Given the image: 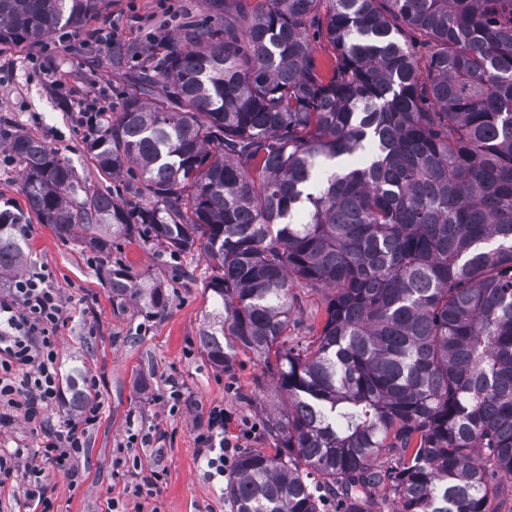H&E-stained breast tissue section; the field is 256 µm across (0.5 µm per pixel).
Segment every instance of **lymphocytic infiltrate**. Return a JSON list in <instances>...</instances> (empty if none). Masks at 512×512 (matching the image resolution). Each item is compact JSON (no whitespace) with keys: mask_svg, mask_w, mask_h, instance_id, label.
<instances>
[{"mask_svg":"<svg viewBox=\"0 0 512 512\" xmlns=\"http://www.w3.org/2000/svg\"><path fill=\"white\" fill-rule=\"evenodd\" d=\"M49 273L34 270L16 277L7 297H0V424L21 418L35 424L57 401L59 372L54 333L63 320L59 293L49 284ZM97 406H90L78 421L35 451L0 450V492L22 494L28 512H51L42 474L52 467L74 475V462L84 446L83 436L97 422ZM200 456L216 471L233 466L231 434L224 412L211 413L207 433L200 436ZM25 483H18V476Z\"/></svg>","mask_w":512,"mask_h":512,"instance_id":"obj_1","label":"lymphocytic infiltrate"}]
</instances>
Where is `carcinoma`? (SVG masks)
Returning a JSON list of instances; mask_svg holds the SVG:
<instances>
[{
	"instance_id": "cac0c4a2",
	"label": "carcinoma",
	"mask_w": 512,
	"mask_h": 512,
	"mask_svg": "<svg viewBox=\"0 0 512 512\" xmlns=\"http://www.w3.org/2000/svg\"><path fill=\"white\" fill-rule=\"evenodd\" d=\"M99 0H0V45L43 40ZM212 0L217 26L163 41L87 152L136 202L73 196V167L0 122L26 209L0 210V272L26 220L201 252L222 370L251 354L288 406L276 452H242L234 512H491L512 480V0ZM334 49L320 73L307 26ZM434 47L422 65L399 24ZM112 301L165 314L162 288L104 271ZM327 291L288 344L293 288Z\"/></svg>"
}]
</instances>
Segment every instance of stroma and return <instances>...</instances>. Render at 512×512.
I'll use <instances>...</instances> for the list:
<instances>
[{
    "instance_id": "1",
    "label": "stroma",
    "mask_w": 512,
    "mask_h": 512,
    "mask_svg": "<svg viewBox=\"0 0 512 512\" xmlns=\"http://www.w3.org/2000/svg\"><path fill=\"white\" fill-rule=\"evenodd\" d=\"M172 11L156 0H101L99 12L69 38L42 45L0 49V117L17 133L41 138L74 169L80 185L111 190L130 199L125 177L102 176L91 161L89 129L134 90L133 76L154 68L163 54L161 37L188 24L215 21L210 0H172ZM114 27L111 44L88 38L89 30ZM29 256L14 272L0 273V289L12 276L48 270L64 305L56 333L59 372L80 369L93 379L88 400L99 407L97 424L84 436L76 477L46 468L43 481L54 512H233L228 480L206 467L199 437L213 409H223L231 429H243L241 450L272 453L270 417L286 401L271 374L241 354L232 369L208 361L200 337L213 324L215 271L200 253L172 255L162 246L132 239L111 253H97L79 236L62 237L48 224L27 226ZM122 266L140 281L162 285L170 296L163 317L150 316L142 302L112 301L101 278L102 264ZM301 309L288 327L289 343H306L325 318L324 290L297 287ZM80 409L69 390L45 415L39 429L23 419L0 427V448H30L36 435L64 430ZM157 476L158 491L134 498L129 487Z\"/></svg>"
}]
</instances>
